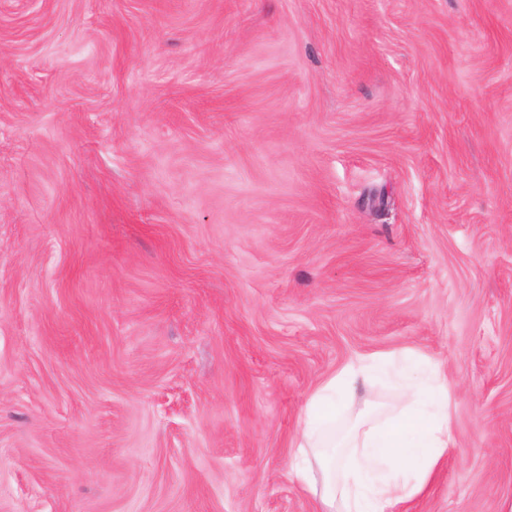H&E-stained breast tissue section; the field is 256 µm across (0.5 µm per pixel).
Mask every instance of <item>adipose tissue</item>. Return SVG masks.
I'll use <instances>...</instances> for the list:
<instances>
[{
    "mask_svg": "<svg viewBox=\"0 0 512 512\" xmlns=\"http://www.w3.org/2000/svg\"><path fill=\"white\" fill-rule=\"evenodd\" d=\"M390 360L378 354L347 364L306 396L290 471L316 497V512H396L423 493L454 445L452 390L436 373L426 385L403 391L396 412L366 407L351 430L337 436L339 403Z\"/></svg>",
    "mask_w": 512,
    "mask_h": 512,
    "instance_id": "1",
    "label": "adipose tissue"
}]
</instances>
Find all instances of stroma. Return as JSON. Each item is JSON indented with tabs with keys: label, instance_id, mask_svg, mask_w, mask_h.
<instances>
[{
	"label": "stroma",
	"instance_id": "35a3bbf8",
	"mask_svg": "<svg viewBox=\"0 0 512 512\" xmlns=\"http://www.w3.org/2000/svg\"><path fill=\"white\" fill-rule=\"evenodd\" d=\"M408 350L512 512V0H0V512H313Z\"/></svg>",
	"mask_w": 512,
	"mask_h": 512
}]
</instances>
